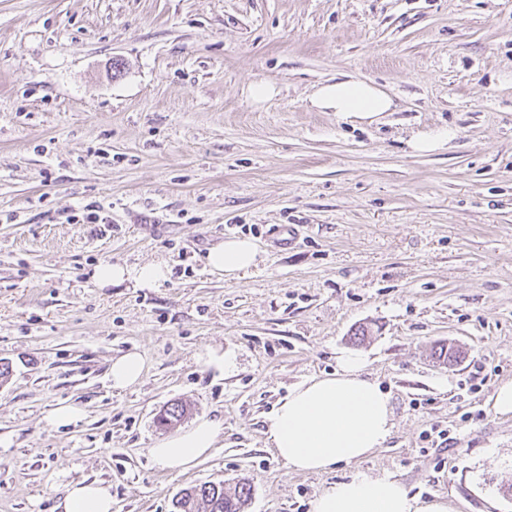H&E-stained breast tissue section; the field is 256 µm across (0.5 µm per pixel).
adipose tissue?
<instances>
[{
	"instance_id": "1",
	"label": "adipose tissue",
	"mask_w": 512,
	"mask_h": 512,
	"mask_svg": "<svg viewBox=\"0 0 512 512\" xmlns=\"http://www.w3.org/2000/svg\"><path fill=\"white\" fill-rule=\"evenodd\" d=\"M311 105L342 119L376 120L394 111V100L367 81L324 82L310 96ZM257 244L248 238H232L212 247L205 263L210 271L233 280L256 267ZM167 265L156 262L127 266L97 265L96 285L108 288L124 282L138 288H157L168 281ZM366 356L340 352L333 373L312 377L288 391L264 417L263 434L269 448L297 472L320 473L336 465L358 461L382 447L391 436L394 421L389 393L366 377ZM223 426L203 417L174 435L157 440L150 449L164 470L183 473L208 458ZM61 512H112L111 487L105 482L71 483L59 503ZM312 512H449L445 499H422L388 474L357 473L327 485L312 503Z\"/></svg>"
}]
</instances>
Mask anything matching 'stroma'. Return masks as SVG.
<instances>
[{"instance_id": "stroma-1", "label": "stroma", "mask_w": 512, "mask_h": 512, "mask_svg": "<svg viewBox=\"0 0 512 512\" xmlns=\"http://www.w3.org/2000/svg\"><path fill=\"white\" fill-rule=\"evenodd\" d=\"M336 77L397 111L312 110ZM261 81L276 93L258 103ZM443 130L444 149L409 150ZM237 237L262 260L227 281L205 256ZM103 262L171 277L100 288ZM440 344L458 361L437 362ZM209 349L233 353L230 374L207 370ZM130 351L147 373L114 389ZM341 351L389 391L393 433L359 462L293 471L262 415ZM0 363V512H55L82 479L111 484L112 512L242 481L248 512H312L358 472L452 512H512V416L491 400L512 380V0H0ZM175 402L184 423L224 422L181 474L148 453L176 434L157 423ZM60 403L84 418L46 425ZM145 371V359L136 352H127L112 361L110 380L112 388L126 389L142 381Z\"/></svg>"}]
</instances>
